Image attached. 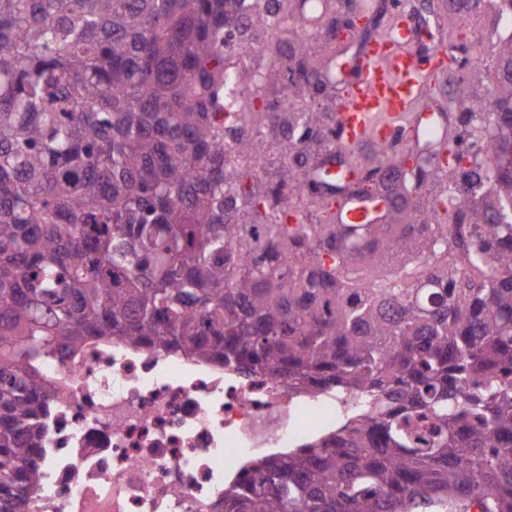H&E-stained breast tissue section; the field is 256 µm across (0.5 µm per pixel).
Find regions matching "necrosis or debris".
Returning <instances> with one entry per match:
<instances>
[{
    "label": "necrosis or debris",
    "mask_w": 512,
    "mask_h": 512,
    "mask_svg": "<svg viewBox=\"0 0 512 512\" xmlns=\"http://www.w3.org/2000/svg\"><path fill=\"white\" fill-rule=\"evenodd\" d=\"M33 365L52 398L25 512H224L244 468L336 425L335 396L116 336Z\"/></svg>",
    "instance_id": "1"
}]
</instances>
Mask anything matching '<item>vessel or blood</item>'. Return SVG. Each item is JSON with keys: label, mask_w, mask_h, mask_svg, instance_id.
I'll return each mask as SVG.
<instances>
[{"label": "vessel or blood", "mask_w": 512, "mask_h": 512, "mask_svg": "<svg viewBox=\"0 0 512 512\" xmlns=\"http://www.w3.org/2000/svg\"><path fill=\"white\" fill-rule=\"evenodd\" d=\"M408 11L398 0L387 31L364 49L349 79V91L336 112L338 136L332 148L357 153L365 145L386 151L416 119L429 91V80L442 73L444 64L434 53H420ZM370 210L363 202L341 205L336 219L342 224H362Z\"/></svg>", "instance_id": "obj_1"}]
</instances>
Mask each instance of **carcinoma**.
<instances>
[{"label":"carcinoma","mask_w":512,"mask_h":512,"mask_svg":"<svg viewBox=\"0 0 512 512\" xmlns=\"http://www.w3.org/2000/svg\"><path fill=\"white\" fill-rule=\"evenodd\" d=\"M251 0H0V512H24L50 400L32 359L89 336L353 397L336 429L248 469L224 512H512V122L448 138L437 224L283 223L236 153L270 121L226 53ZM317 88L319 76L281 61ZM386 153L393 201L441 177ZM323 167L305 198H325Z\"/></svg>","instance_id":"cac0c4a2"}]
</instances>
